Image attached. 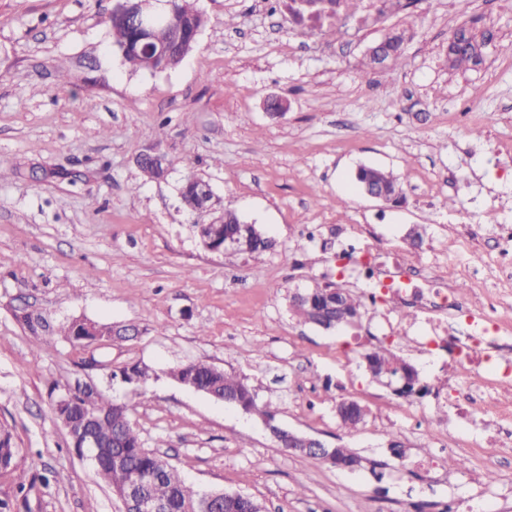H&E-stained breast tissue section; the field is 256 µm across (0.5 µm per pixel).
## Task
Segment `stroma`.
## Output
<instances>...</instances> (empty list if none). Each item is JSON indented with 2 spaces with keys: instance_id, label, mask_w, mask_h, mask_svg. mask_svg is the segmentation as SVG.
<instances>
[{
  "instance_id": "obj_1",
  "label": "stroma",
  "mask_w": 512,
  "mask_h": 512,
  "mask_svg": "<svg viewBox=\"0 0 512 512\" xmlns=\"http://www.w3.org/2000/svg\"><path fill=\"white\" fill-rule=\"evenodd\" d=\"M114 4L0 0V423L28 475L50 479L21 498L0 474V499L14 512H119L51 407L50 387L80 375L125 402L145 447L195 487L249 495L264 512H404L420 499L429 512H512V454L486 416L397 408L362 365L384 329L373 314L325 331L288 309L295 289L340 282L338 225H370L381 262H447L467 297L512 292L497 248L512 228V0H400L386 24L312 45L289 39L277 0H194L206 19L195 49L155 74L113 50ZM462 24L493 38L482 65L458 72L447 45ZM394 28L406 33L403 57L372 69L368 49ZM271 95L287 100L283 115L265 110ZM152 145L170 161L160 182L135 163ZM361 165L400 176L403 203L367 198ZM190 176L274 248L256 261L204 250L194 227L211 217L179 200ZM416 224L426 235L415 249ZM27 305L56 323L84 316L144 333L77 350L30 335L16 319ZM421 326L396 345L421 381L469 380L474 362L430 355L415 340ZM191 360L246 378L281 426L354 448L365 466L291 453L261 419L166 378ZM134 361L156 379L139 391L112 384ZM344 398L370 411L359 432L336 417ZM443 436L465 469L423 472L418 460Z\"/></svg>"
}]
</instances>
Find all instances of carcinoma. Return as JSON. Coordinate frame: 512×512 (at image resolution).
Listing matches in <instances>:
<instances>
[{"label": "carcinoma", "instance_id": "carcinoma-1", "mask_svg": "<svg viewBox=\"0 0 512 512\" xmlns=\"http://www.w3.org/2000/svg\"><path fill=\"white\" fill-rule=\"evenodd\" d=\"M112 46L122 55L125 64L133 71L163 72L177 66L193 50L185 41L177 45L169 59L148 66L142 52L134 49L137 40L133 14L130 9H113L107 19ZM176 28L204 26L203 15L189 0H175V11L170 19ZM406 36L399 29L388 33L385 52L389 61L400 59ZM485 39L478 38L469 28L461 27L448 36V63L451 68L478 66L483 62L482 47ZM358 184L367 183L385 191L394 202L401 199L400 177L391 172L369 166L360 167L355 175ZM196 233L200 241L212 245L234 240H247V249L242 254L258 259L273 248L274 240L257 226H249L238 213L224 210L222 223L197 224ZM291 311L302 322L316 324L325 329L355 323L361 319L364 303L362 297L333 283L315 288L301 301L290 302ZM17 319L34 336L46 330L60 333L72 346L87 348L93 344H105L113 336L112 324L100 323L86 318H74L58 329L50 328L41 313L30 311L18 314ZM366 369L376 382L388 373L402 387L394 390L398 395L422 393L418 372L404 359L384 345L365 354ZM154 371L138 362L127 363L112 370V381L134 390L145 387L154 379ZM167 377L177 385L197 389L215 399L222 400L265 422L275 421L276 410L272 403H260L252 386L239 375L218 366L201 361H187L171 367ZM53 412L58 421L67 427L70 445L81 451L80 443L86 429H91L102 445L95 470L99 478L109 487L117 486L136 474L160 472L159 481L149 487V494L169 504L170 512H197L204 493L188 483L178 467L169 464L157 453L144 447L139 431L131 422L128 405L106 398L94 385L77 382L53 401ZM341 423L353 430L364 424L368 410L354 399L339 403ZM21 450L18 448L12 429L0 424V472L12 474L17 471ZM118 455L122 464H112V455Z\"/></svg>", "mask_w": 512, "mask_h": 512}]
</instances>
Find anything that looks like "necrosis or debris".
Wrapping results in <instances>:
<instances>
[{"mask_svg": "<svg viewBox=\"0 0 512 512\" xmlns=\"http://www.w3.org/2000/svg\"><path fill=\"white\" fill-rule=\"evenodd\" d=\"M389 0H362L359 13H351L346 0H280L288 18L290 37L301 43L329 27L355 35L385 22ZM381 244L370 227L358 225L342 254V267L350 277L375 284L390 294L395 308L414 307L425 315L424 330L429 346L452 354L475 355L486 348L505 346L512 336V312L503 296L488 291L478 306H470L464 295L451 289L446 273L438 266L420 267L418 259H401L399 277L383 276L378 260Z\"/></svg>", "mask_w": 512, "mask_h": 512, "instance_id": "obj_1", "label": "necrosis or debris"}]
</instances>
